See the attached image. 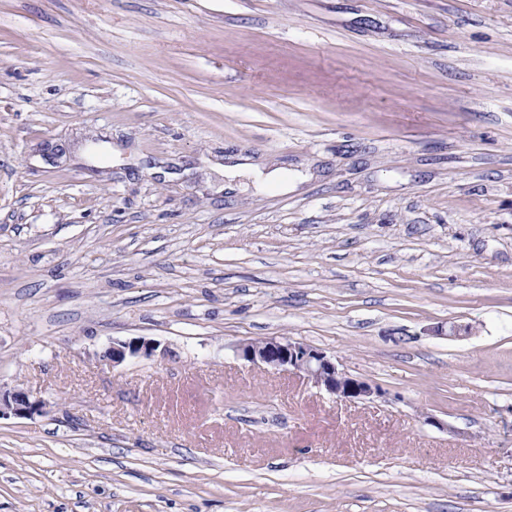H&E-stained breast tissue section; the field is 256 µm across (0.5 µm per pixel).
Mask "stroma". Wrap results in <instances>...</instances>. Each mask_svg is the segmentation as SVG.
Returning <instances> with one entry per match:
<instances>
[{"label": "stroma", "instance_id": "stroma-1", "mask_svg": "<svg viewBox=\"0 0 512 512\" xmlns=\"http://www.w3.org/2000/svg\"><path fill=\"white\" fill-rule=\"evenodd\" d=\"M0 388V512H512V0H0ZM156 345L152 340L144 337H133L128 340L112 342L103 357L112 361V364H120L127 358H150L154 355ZM237 354L253 365L303 375L340 401H374L383 395L378 386L350 375L336 359L303 342L270 337L239 345ZM46 403L27 391L2 392L0 388V418L7 413L16 417H32L42 414Z\"/></svg>", "mask_w": 512, "mask_h": 512}]
</instances>
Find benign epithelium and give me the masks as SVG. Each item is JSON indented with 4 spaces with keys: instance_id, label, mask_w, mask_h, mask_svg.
Instances as JSON below:
<instances>
[{
    "instance_id": "obj_1",
    "label": "benign epithelium",
    "mask_w": 512,
    "mask_h": 512,
    "mask_svg": "<svg viewBox=\"0 0 512 512\" xmlns=\"http://www.w3.org/2000/svg\"><path fill=\"white\" fill-rule=\"evenodd\" d=\"M155 350L153 341L133 337L112 342L104 357L120 364L128 358H150ZM237 354L253 365L303 375L340 401H373L383 395L379 387L350 375L336 359L303 342L270 337L239 345ZM45 407L46 403L41 398L27 391H0V417L7 413L16 417H32L43 413Z\"/></svg>"
}]
</instances>
